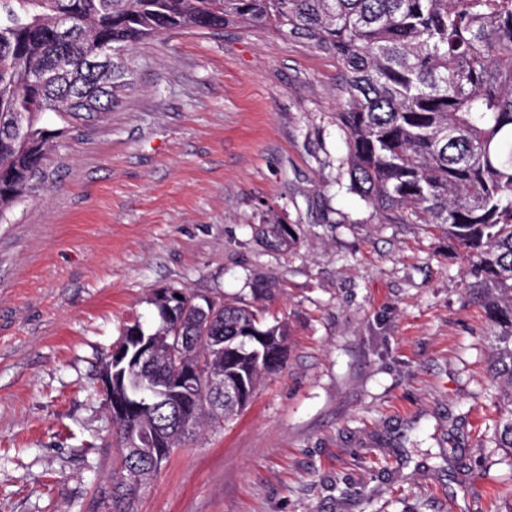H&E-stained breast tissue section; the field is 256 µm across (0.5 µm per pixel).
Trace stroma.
Segmentation results:
<instances>
[{
  "instance_id": "stroma-1",
  "label": "stroma",
  "mask_w": 512,
  "mask_h": 512,
  "mask_svg": "<svg viewBox=\"0 0 512 512\" xmlns=\"http://www.w3.org/2000/svg\"><path fill=\"white\" fill-rule=\"evenodd\" d=\"M130 67L96 120L42 115V178L0 221V512H110L101 370L165 289L264 293L289 350L136 512H512L469 257L348 190L337 59L228 25L146 40Z\"/></svg>"
}]
</instances>
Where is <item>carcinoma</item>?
<instances>
[{
    "label": "carcinoma",
    "instance_id": "1",
    "mask_svg": "<svg viewBox=\"0 0 512 512\" xmlns=\"http://www.w3.org/2000/svg\"><path fill=\"white\" fill-rule=\"evenodd\" d=\"M230 23L271 28L340 61L350 189L380 217L439 229L472 257L476 299L497 328L494 436L512 450V0H0V218L43 171V113L90 121L109 112L130 85L129 54L140 42ZM106 45L123 54L91 65ZM182 301L180 317L161 318L156 331L200 329L195 297ZM213 304L207 333L224 337V352L200 346L186 358L224 368L238 399L224 400L218 416L197 408L181 428L173 404L116 420L123 442L151 433L152 454L137 459L143 485L204 419L238 416L263 376L287 360L284 322H267L241 300ZM167 373L164 360L130 380L155 388ZM137 494L123 454L101 495L112 512H132Z\"/></svg>",
    "mask_w": 512,
    "mask_h": 512
}]
</instances>
